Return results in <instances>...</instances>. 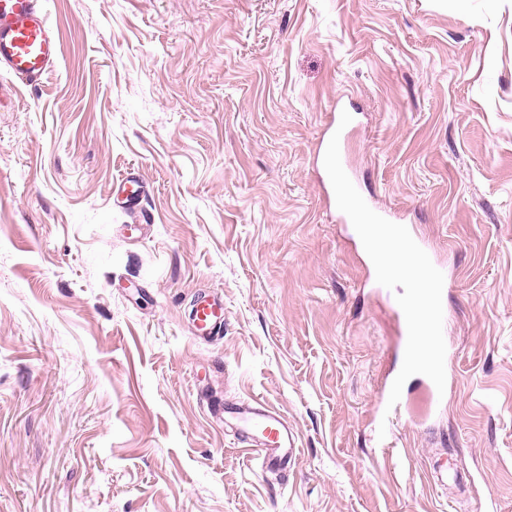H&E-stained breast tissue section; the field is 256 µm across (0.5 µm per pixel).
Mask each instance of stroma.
<instances>
[{
	"label": "stroma",
	"instance_id": "1",
	"mask_svg": "<svg viewBox=\"0 0 512 512\" xmlns=\"http://www.w3.org/2000/svg\"><path fill=\"white\" fill-rule=\"evenodd\" d=\"M42 4L54 70L0 73V512H512V0ZM340 105L363 196L448 270L446 391L387 421L403 327L319 158ZM252 400L288 469L220 420ZM120 204L127 208L134 206L141 196L142 183L135 172H129L120 180ZM192 325L195 335L200 339L218 334L224 326V300L214 295L198 298ZM228 421L262 456L267 467H282L298 458V437L280 413L264 402L232 404L224 407Z\"/></svg>",
	"mask_w": 512,
	"mask_h": 512
}]
</instances>
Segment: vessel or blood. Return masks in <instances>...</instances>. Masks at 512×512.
<instances>
[{
    "label": "vessel or blood",
    "mask_w": 512,
    "mask_h": 512,
    "mask_svg": "<svg viewBox=\"0 0 512 512\" xmlns=\"http://www.w3.org/2000/svg\"><path fill=\"white\" fill-rule=\"evenodd\" d=\"M58 60V33L49 23L41 0H0V72L25 84L36 85ZM122 207L134 206L142 193L136 173L120 181ZM198 338L218 334L224 325V301L214 295L198 298L192 316ZM228 420L239 434L247 436L267 467L284 466L296 460L298 437L280 413L264 402L226 407Z\"/></svg>",
    "instance_id": "obj_1"
}]
</instances>
